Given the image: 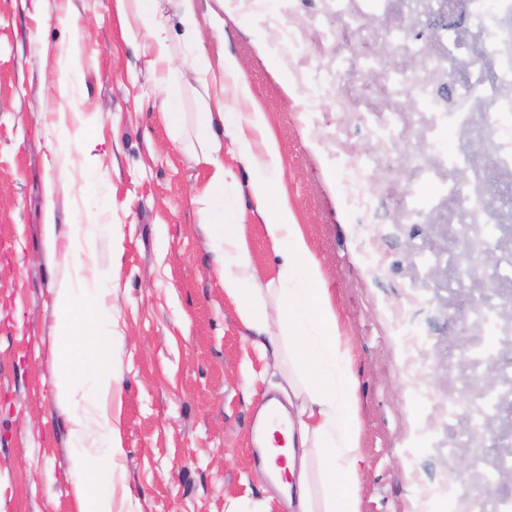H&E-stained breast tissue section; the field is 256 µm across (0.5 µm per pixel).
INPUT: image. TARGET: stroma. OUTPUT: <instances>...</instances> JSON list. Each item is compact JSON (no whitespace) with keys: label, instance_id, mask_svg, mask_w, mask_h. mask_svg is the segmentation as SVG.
Listing matches in <instances>:
<instances>
[{"label":"stroma","instance_id":"1","mask_svg":"<svg viewBox=\"0 0 512 512\" xmlns=\"http://www.w3.org/2000/svg\"><path fill=\"white\" fill-rule=\"evenodd\" d=\"M71 11L78 32L43 11ZM224 41L204 33L209 57L239 61L250 102L229 112L265 116L280 157L279 189L324 272L348 339L361 398L364 456L361 512H436L448 474L493 455L490 431L469 446L474 388L465 387L469 340L479 327L472 302L494 297L512 317V280L473 286L460 268L474 250L457 233L447 201L414 213L415 191L437 194L417 175L447 177L430 142L426 116L409 87L392 89L391 72L412 73L401 52L389 61L388 34L418 45L446 24L472 27L457 10L415 15L407 0L370 14L357 0L336 18L329 0H226ZM78 36L80 66L59 96L45 54ZM378 56L367 67L364 53ZM136 43L125 39L112 0H0V512H79L69 443L70 406L52 390L57 285L78 264L103 273L113 304L112 336L121 384L112 422L123 454L112 475L115 512H289L252 461L259 401L278 393L281 371L267 367L244 335L199 224L195 195L205 180L189 144L202 99L181 86L185 119L173 133ZM84 103L100 112L71 134L99 142L100 170L73 155L59 177L49 150L58 113ZM490 118L476 115L475 149L486 166L492 211H512V170L496 165L484 138ZM229 192L246 210L254 264L275 274L278 258L260 219L250 215L251 175L232 151ZM369 196L353 203L356 188ZM54 211L55 240L44 233ZM91 225L93 255L78 257L67 230ZM456 417H449V410Z\"/></svg>","mask_w":512,"mask_h":512}]
</instances>
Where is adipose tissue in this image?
I'll return each instance as SVG.
<instances>
[{
    "mask_svg": "<svg viewBox=\"0 0 512 512\" xmlns=\"http://www.w3.org/2000/svg\"><path fill=\"white\" fill-rule=\"evenodd\" d=\"M112 7L124 33L142 30L147 69L157 86L178 77L191 78L209 91L198 115L201 152L197 161L209 168L207 182L196 196L199 222L217 246L224 293L236 303L242 326L254 336V345L264 357L275 362L288 359V385L303 396L284 450L285 468L296 471L297 480L282 483L279 490L293 512H361L358 380L311 244L296 224L287 199L274 191L277 149L264 115L242 112L237 122H228L225 82L233 83L240 100L251 98L236 59L221 58L214 67L202 56L180 57L175 52L172 15H179L184 38L195 42L201 39L202 27L220 35L224 23L213 12L200 16L198 0H113ZM177 60L182 63L178 70L173 67ZM67 124L66 113H59L58 137L51 151L60 174H67L75 153L85 167H96L95 140L87 136L72 143ZM227 144L253 174L254 210L280 258L275 278L263 279L252 260L246 225L236 211L222 206L230 173L220 153ZM271 305L279 312L275 325L268 319Z\"/></svg>",
    "mask_w": 512,
    "mask_h": 512,
    "instance_id": "adipose-tissue-1",
    "label": "adipose tissue"
}]
</instances>
